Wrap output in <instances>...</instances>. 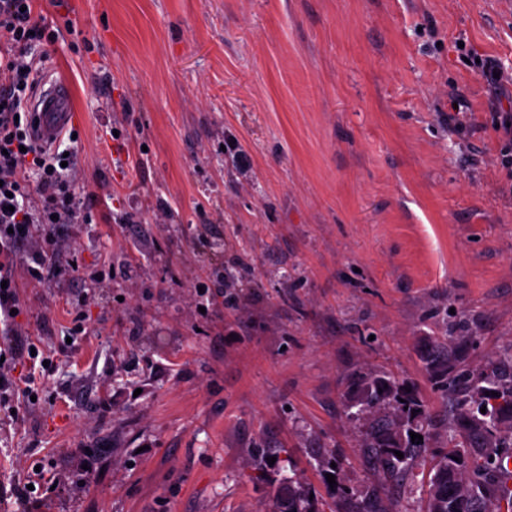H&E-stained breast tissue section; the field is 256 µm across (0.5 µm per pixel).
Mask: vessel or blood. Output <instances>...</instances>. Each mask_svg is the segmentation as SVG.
Here are the masks:
<instances>
[{
  "label": "vessel or blood",
  "mask_w": 512,
  "mask_h": 512,
  "mask_svg": "<svg viewBox=\"0 0 512 512\" xmlns=\"http://www.w3.org/2000/svg\"><path fill=\"white\" fill-rule=\"evenodd\" d=\"M30 130L45 148L56 147L74 120L69 85L62 79L44 77L29 100Z\"/></svg>",
  "instance_id": "1"
}]
</instances>
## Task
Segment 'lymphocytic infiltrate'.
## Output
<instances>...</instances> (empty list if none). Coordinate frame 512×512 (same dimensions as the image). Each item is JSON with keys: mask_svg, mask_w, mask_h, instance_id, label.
Masks as SVG:
<instances>
[{"mask_svg": "<svg viewBox=\"0 0 512 512\" xmlns=\"http://www.w3.org/2000/svg\"><path fill=\"white\" fill-rule=\"evenodd\" d=\"M32 5L33 0H0V357L17 350V246L30 243L39 259H47L54 224L72 223L80 210L74 181L57 168L61 156L36 145L27 127L24 102L34 80L27 54L44 34ZM35 224L40 234H33Z\"/></svg>", "mask_w": 512, "mask_h": 512, "instance_id": "1", "label": "lymphocytic infiltrate"}]
</instances>
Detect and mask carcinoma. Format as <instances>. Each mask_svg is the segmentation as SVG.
<instances>
[{
  "mask_svg": "<svg viewBox=\"0 0 512 512\" xmlns=\"http://www.w3.org/2000/svg\"><path fill=\"white\" fill-rule=\"evenodd\" d=\"M476 337L462 325L437 338L424 358L425 370L443 394H451L448 421L453 436L439 445L431 411L409 384L386 375L359 376L345 404L347 416L366 426L362 447L380 474V483L344 512H391L389 486L413 482L431 458L424 483L427 512H512V494L500 495L504 466L512 460V352L489 358L480 370H464ZM486 408L481 413L480 408ZM423 436L411 441L410 433ZM403 453L398 458L395 452ZM314 490L297 477L282 479L269 512H322Z\"/></svg>",
  "mask_w": 512,
  "mask_h": 512,
  "instance_id": "carcinoma-1",
  "label": "carcinoma"
}]
</instances>
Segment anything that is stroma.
<instances>
[{
    "instance_id": "stroma-1",
    "label": "stroma",
    "mask_w": 512,
    "mask_h": 512,
    "mask_svg": "<svg viewBox=\"0 0 512 512\" xmlns=\"http://www.w3.org/2000/svg\"><path fill=\"white\" fill-rule=\"evenodd\" d=\"M81 216L16 257L0 512H265L290 461L331 505L378 482L346 380L414 383L465 320L512 348V8L502 0H35ZM500 62L491 83L480 60ZM109 407H102V400ZM336 457L328 478L317 461ZM0 378H2V383H0V411L3 405V409L6 410L4 415L7 413V418H12L13 420L15 419L16 412L18 411V407L12 403L15 395L17 397L19 395L26 397L29 402H32L31 396H37L38 391L36 377L34 373H28L26 375L20 373L18 377H14L13 375H9L7 372H2L0 374ZM12 410H15V414H12Z\"/></svg>"
}]
</instances>
